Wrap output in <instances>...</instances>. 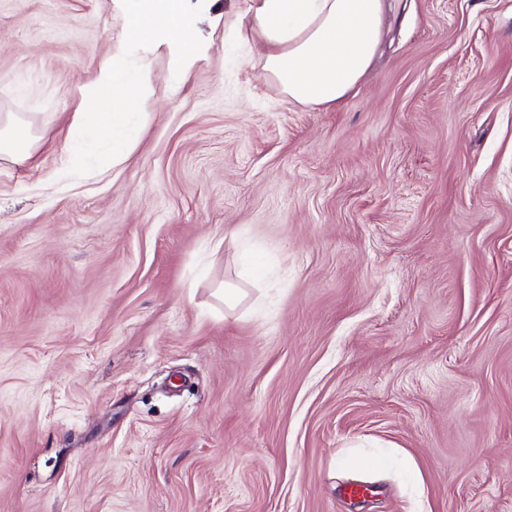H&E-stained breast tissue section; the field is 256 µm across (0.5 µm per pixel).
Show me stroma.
I'll return each mask as SVG.
<instances>
[{
  "label": "stroma",
  "mask_w": 512,
  "mask_h": 512,
  "mask_svg": "<svg viewBox=\"0 0 512 512\" xmlns=\"http://www.w3.org/2000/svg\"><path fill=\"white\" fill-rule=\"evenodd\" d=\"M250 24L75 177L119 4L0 0V512H512V0H385L329 108ZM17 126L8 120L0 125V157H8L14 161H23L29 157L27 142L17 133Z\"/></svg>",
  "instance_id": "35a3bbf8"
}]
</instances>
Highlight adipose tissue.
I'll use <instances>...</instances> for the list:
<instances>
[{"mask_svg":"<svg viewBox=\"0 0 512 512\" xmlns=\"http://www.w3.org/2000/svg\"><path fill=\"white\" fill-rule=\"evenodd\" d=\"M246 12L269 77L295 102L332 107L373 61L384 0H248Z\"/></svg>","mask_w":512,"mask_h":512,"instance_id":"1","label":"adipose tissue"}]
</instances>
